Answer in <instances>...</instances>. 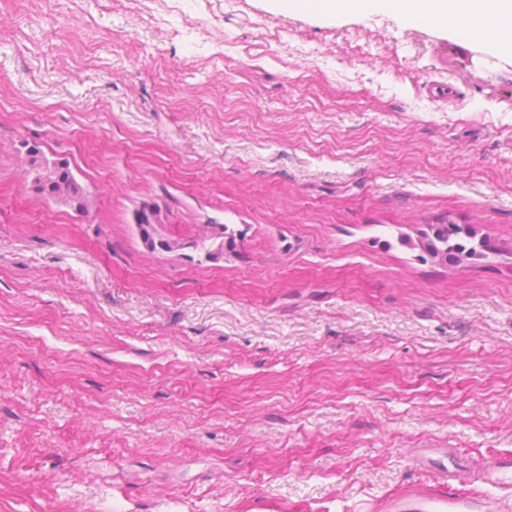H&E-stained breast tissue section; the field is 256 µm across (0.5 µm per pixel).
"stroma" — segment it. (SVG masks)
<instances>
[{"label": "stroma", "instance_id": "1", "mask_svg": "<svg viewBox=\"0 0 512 512\" xmlns=\"http://www.w3.org/2000/svg\"><path fill=\"white\" fill-rule=\"evenodd\" d=\"M431 224L486 257L399 243ZM493 454L512 60L390 12L0 0V512H373ZM26 156L31 170L36 173L38 190L62 199L77 212H83L87 208L82 188L71 170L50 161L37 145L30 146Z\"/></svg>", "mask_w": 512, "mask_h": 512}]
</instances>
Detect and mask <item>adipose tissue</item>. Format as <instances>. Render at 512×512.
Here are the masks:
<instances>
[{"label":"adipose tissue","instance_id":"adipose-tissue-1","mask_svg":"<svg viewBox=\"0 0 512 512\" xmlns=\"http://www.w3.org/2000/svg\"><path fill=\"white\" fill-rule=\"evenodd\" d=\"M300 10L324 15L365 14L398 10L410 19L465 34L495 56L512 58V0H278Z\"/></svg>","mask_w":512,"mask_h":512}]
</instances>
